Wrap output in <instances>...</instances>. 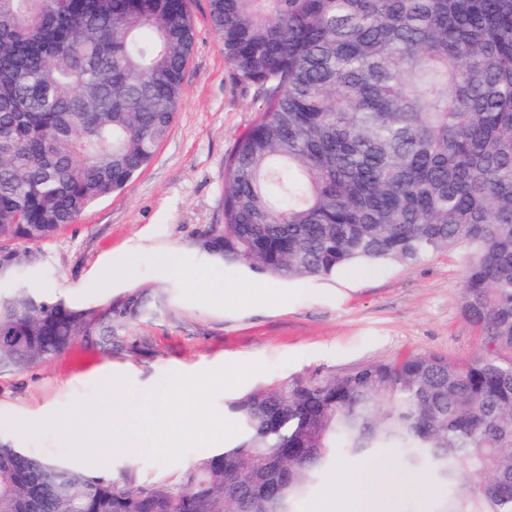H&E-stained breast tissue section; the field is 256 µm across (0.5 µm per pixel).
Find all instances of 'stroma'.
<instances>
[{"instance_id": "stroma-1", "label": "stroma", "mask_w": 512, "mask_h": 512, "mask_svg": "<svg viewBox=\"0 0 512 512\" xmlns=\"http://www.w3.org/2000/svg\"><path fill=\"white\" fill-rule=\"evenodd\" d=\"M188 5L195 40L168 136L125 190L97 201L36 248V282L53 298L88 308L149 290L163 292L165 306L118 328L112 351L98 337L82 336L51 361L0 373V416L40 421L70 409L94 395L106 367L144 394L169 372L263 364V372L216 395L215 410L224 417L229 401L263 385L343 374L411 352L460 361L482 345L480 329L461 312V248L411 267L392 263L368 278L349 267L328 279L290 282L200 254L201 238L223 221L224 162L259 102L225 60L208 0ZM129 256L132 278H97L104 260ZM211 452L195 449L169 465L115 453L108 464L82 469L103 479H163Z\"/></svg>"}]
</instances>
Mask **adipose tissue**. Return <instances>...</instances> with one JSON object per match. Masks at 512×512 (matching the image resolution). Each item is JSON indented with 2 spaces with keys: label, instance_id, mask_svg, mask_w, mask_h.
Masks as SVG:
<instances>
[{
  "label": "adipose tissue",
  "instance_id": "ef3b65f1",
  "mask_svg": "<svg viewBox=\"0 0 512 512\" xmlns=\"http://www.w3.org/2000/svg\"><path fill=\"white\" fill-rule=\"evenodd\" d=\"M334 485L335 512H398V501L405 494L428 491L424 483L405 479L388 467L355 475L340 466Z\"/></svg>",
  "mask_w": 512,
  "mask_h": 512
}]
</instances>
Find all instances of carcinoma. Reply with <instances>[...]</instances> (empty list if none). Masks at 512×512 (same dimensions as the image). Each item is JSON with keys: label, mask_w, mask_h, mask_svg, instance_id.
<instances>
[{"label": "carcinoma", "mask_w": 512, "mask_h": 512, "mask_svg": "<svg viewBox=\"0 0 512 512\" xmlns=\"http://www.w3.org/2000/svg\"><path fill=\"white\" fill-rule=\"evenodd\" d=\"M262 107L224 165L203 254L283 281L468 252L461 308L482 348L406 354L227 404L241 438L138 485L0 438V512H279L340 455L385 448L445 490L443 512H512V0H209ZM188 0H0V370H22L162 306L39 298L29 246L122 191L183 94Z\"/></svg>", "instance_id": "carcinoma-1"}]
</instances>
